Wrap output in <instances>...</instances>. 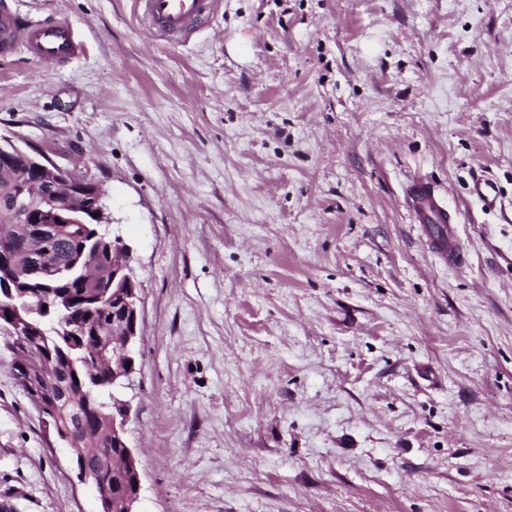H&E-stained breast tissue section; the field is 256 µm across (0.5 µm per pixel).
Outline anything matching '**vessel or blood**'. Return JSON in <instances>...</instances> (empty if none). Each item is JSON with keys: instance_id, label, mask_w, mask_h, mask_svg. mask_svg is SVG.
Segmentation results:
<instances>
[{"instance_id": "obj_1", "label": "vessel or blood", "mask_w": 512, "mask_h": 512, "mask_svg": "<svg viewBox=\"0 0 512 512\" xmlns=\"http://www.w3.org/2000/svg\"><path fill=\"white\" fill-rule=\"evenodd\" d=\"M220 0H137L148 30L156 37L179 42L210 16ZM25 46L41 61L56 63L71 59L81 47L77 30L68 23L33 24L19 27L9 11L0 12V47ZM405 197L421 223L430 230L427 242L448 264L456 266L464 255L450 228L448 209L434 186L422 179L408 185Z\"/></svg>"}]
</instances>
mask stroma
Masks as SVG:
<instances>
[{
	"label": "stroma",
	"mask_w": 512,
	"mask_h": 512,
	"mask_svg": "<svg viewBox=\"0 0 512 512\" xmlns=\"http://www.w3.org/2000/svg\"><path fill=\"white\" fill-rule=\"evenodd\" d=\"M6 3L82 39L0 49V135L131 249L140 512H512V0H223L182 44L136 0ZM10 364L0 512H100ZM405 197L408 206L421 224L435 225L427 231V242L432 250L448 265L458 266L464 255L458 246L452 218L434 186L423 180H414L406 188ZM448 223V228L446 224Z\"/></svg>",
	"instance_id": "35a3bbf8"
}]
</instances>
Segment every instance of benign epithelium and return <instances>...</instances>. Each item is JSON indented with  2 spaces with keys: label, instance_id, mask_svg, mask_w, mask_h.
<instances>
[{
  "label": "benign epithelium",
  "instance_id": "obj_1",
  "mask_svg": "<svg viewBox=\"0 0 512 512\" xmlns=\"http://www.w3.org/2000/svg\"><path fill=\"white\" fill-rule=\"evenodd\" d=\"M0 175L7 180L11 210L22 223L39 225L38 233L25 238L22 249L10 258L7 273L0 276V292L14 300L12 319L5 320L0 326L3 347L13 356L18 354L20 340L36 333L32 315L43 310L48 314L53 310L62 314L59 322L66 325L70 336L79 335L83 328L82 323L65 315L68 302L61 297H52V285L42 279L46 268L44 256L54 245L65 255L55 273L61 274L79 265L83 272L91 274L85 288L89 305L103 308L114 303L121 308L120 319L112 320V325L98 335L94 349V356L108 364L112 414H102L89 391L86 392V408L94 414L97 424L94 441L108 439L124 449L120 457L103 459L101 470L127 471L133 476L132 486L127 490L98 494L101 512H138L141 470L128 444L129 403L118 397L119 389L130 386L135 370V344L141 319V288L130 265V248L119 235L103 240L111 257L108 273L101 270L97 250H83L77 257L71 255L63 225L82 223L73 216L77 209L89 215L97 213L96 223H106L102 203L104 191L97 182L59 165L46 153L31 152L13 138L0 136ZM54 368L53 355H45L39 367L40 383L28 384L27 393L42 416L45 428L53 430L59 439L69 444L81 480L90 481L92 473L87 467L85 449L74 443L71 435L58 425L57 401L43 390L53 378Z\"/></svg>",
  "mask_w": 512,
  "mask_h": 512
}]
</instances>
